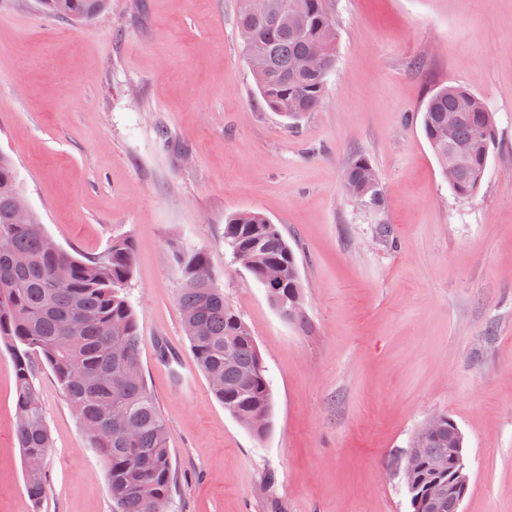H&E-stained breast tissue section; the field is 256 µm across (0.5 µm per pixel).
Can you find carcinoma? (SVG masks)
Instances as JSON below:
<instances>
[{"instance_id": "cac0c4a2", "label": "carcinoma", "mask_w": 512, "mask_h": 512, "mask_svg": "<svg viewBox=\"0 0 512 512\" xmlns=\"http://www.w3.org/2000/svg\"><path fill=\"white\" fill-rule=\"evenodd\" d=\"M49 16L83 22L107 8V0H39ZM265 14L251 11L241 0L236 25L245 59L257 58L252 71L256 90L270 110L296 123L323 103L327 74L336 62L338 30L334 0H268ZM316 46L326 67L311 70L303 61ZM423 132L437 157L453 147L462 165L450 177V189L461 199L479 189L490 152L495 146L493 113L483 101L459 86H442L426 103ZM352 197L369 210L383 206L382 187L371 161L354 156L344 171ZM21 185L12 159L0 153V341L12 351L15 368L16 438L24 457L46 458L51 434L38 389L33 382L31 356L49 368L67 403L78 416L91 448L107 465L113 512H170L176 482L168 432L143 377L127 375L140 367V338L133 308L125 294L135 255L128 239H116L107 253L82 260L51 245L44 226L34 216L15 222L14 201ZM224 246L235 253H254L248 271L266 291L272 305L302 304L303 285L296 256L278 227L263 214L241 212L224 224ZM16 255L24 262H13ZM174 259L181 273L179 307L185 336L197 369L217 374L223 385L212 388L216 399L255 437L270 426L273 392L254 336L240 314L224 300L211 273L208 254L176 245ZM281 283H267L272 268ZM74 318L86 329L69 330ZM120 324L125 333L112 335ZM125 351L115 358V348ZM120 406L135 431L128 440L112 434V411ZM257 415L263 421L254 420ZM407 478L411 512H423L436 485L448 475L434 469L431 458L459 447L464 437L448 417ZM29 499L39 505L46 490V471L25 472Z\"/></svg>"}]
</instances>
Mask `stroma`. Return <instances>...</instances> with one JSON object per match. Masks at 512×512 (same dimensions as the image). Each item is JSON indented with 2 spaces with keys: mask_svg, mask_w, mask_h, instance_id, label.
I'll use <instances>...</instances> for the list:
<instances>
[{
  "mask_svg": "<svg viewBox=\"0 0 512 512\" xmlns=\"http://www.w3.org/2000/svg\"><path fill=\"white\" fill-rule=\"evenodd\" d=\"M239 5L109 0L73 23L0 0V153L29 208L77 257L134 245L128 295L177 469L172 512H410L409 441L441 414L465 440L459 512H512V0H336V65L321 107L293 129L254 93ZM442 85L495 118L498 145L468 200L422 129ZM357 153L380 175L381 212L344 189ZM245 211L295 252L302 320L284 319L225 253V221ZM180 242L208 253L252 330L274 398L264 438L195 368ZM33 381L53 440L37 505L0 341V512H112L106 467L38 360Z\"/></svg>",
  "mask_w": 512,
  "mask_h": 512,
  "instance_id": "35a3bbf8",
  "label": "stroma"
}]
</instances>
